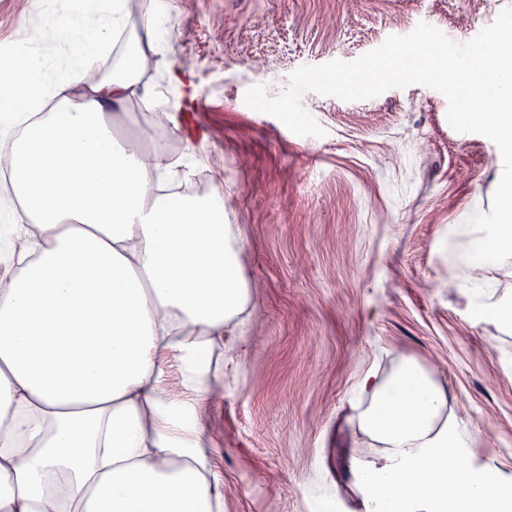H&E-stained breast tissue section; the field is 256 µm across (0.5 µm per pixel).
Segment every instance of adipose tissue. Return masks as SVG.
<instances>
[{
    "mask_svg": "<svg viewBox=\"0 0 512 512\" xmlns=\"http://www.w3.org/2000/svg\"><path fill=\"white\" fill-rule=\"evenodd\" d=\"M164 17L45 0L0 85V512H223L211 353L249 304L224 188L164 193L165 152L122 140ZM64 39L60 64L33 43ZM121 56H113L116 40ZM378 447L344 461L365 512H512V471L415 358L358 379Z\"/></svg>",
    "mask_w": 512,
    "mask_h": 512,
    "instance_id": "ef3b65f1",
    "label": "adipose tissue"
}]
</instances>
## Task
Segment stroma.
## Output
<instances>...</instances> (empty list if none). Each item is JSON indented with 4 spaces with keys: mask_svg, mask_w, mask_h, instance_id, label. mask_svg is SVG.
I'll return each instance as SVG.
<instances>
[{
    "mask_svg": "<svg viewBox=\"0 0 512 512\" xmlns=\"http://www.w3.org/2000/svg\"><path fill=\"white\" fill-rule=\"evenodd\" d=\"M512 0H127L168 23L142 82L166 98L240 231L248 307L224 328L208 436L224 512H362L341 457L376 455L350 418L359 376L415 357L448 409L512 466V335L479 316L474 280L512 291V263L468 275L448 227L489 211L502 165L459 133L448 102L418 84L359 101L315 92L325 129L298 136L249 108L303 65L350 62L419 22L463 43ZM43 0H0V44L24 37Z\"/></svg>",
    "mask_w": 512,
    "mask_h": 512,
    "instance_id": "stroma-1",
    "label": "stroma"
}]
</instances>
